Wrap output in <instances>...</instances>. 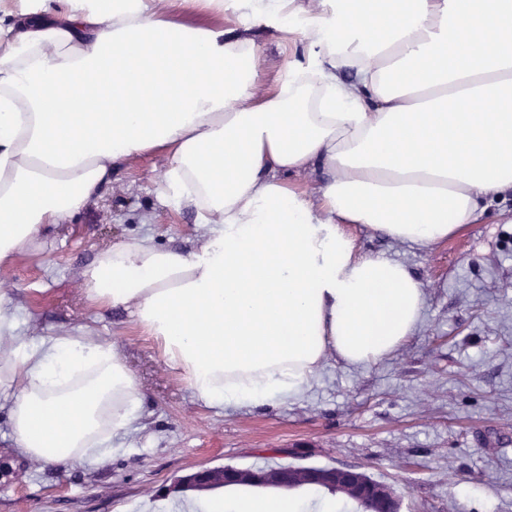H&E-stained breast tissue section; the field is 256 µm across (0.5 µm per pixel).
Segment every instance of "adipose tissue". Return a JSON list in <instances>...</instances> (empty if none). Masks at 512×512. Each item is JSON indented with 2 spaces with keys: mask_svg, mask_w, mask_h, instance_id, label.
Here are the masks:
<instances>
[{
  "mask_svg": "<svg viewBox=\"0 0 512 512\" xmlns=\"http://www.w3.org/2000/svg\"><path fill=\"white\" fill-rule=\"evenodd\" d=\"M292 48L263 86L254 29ZM213 225L184 255L103 250L83 296L122 307L208 405L285 404L330 357L382 361L425 306L354 228L430 247L512 195V0H0V269L123 164ZM322 171L317 190L289 182ZM0 295V396L18 448L102 461L139 417L134 372L86 332L21 335ZM304 489L183 512H305Z\"/></svg>",
  "mask_w": 512,
  "mask_h": 512,
  "instance_id": "adipose-tissue-1",
  "label": "adipose tissue"
}]
</instances>
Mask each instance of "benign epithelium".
<instances>
[{
    "label": "benign epithelium",
    "mask_w": 512,
    "mask_h": 512,
    "mask_svg": "<svg viewBox=\"0 0 512 512\" xmlns=\"http://www.w3.org/2000/svg\"><path fill=\"white\" fill-rule=\"evenodd\" d=\"M256 486L274 483L279 487L295 486L294 468L282 467L255 472L244 468L226 466L220 473L212 469H202L193 474V481L199 485H211L216 482L226 486L238 485L244 478ZM305 480L316 486L341 488L348 487L355 491L356 501L362 506V512H376L381 504L384 512H400V499L391 485L370 479L357 466H305Z\"/></svg>",
    "instance_id": "1"
}]
</instances>
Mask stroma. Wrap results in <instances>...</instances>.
Segmentation results:
<instances>
[{"instance_id": "35a3bbf8", "label": "stroma", "mask_w": 512, "mask_h": 512, "mask_svg": "<svg viewBox=\"0 0 512 512\" xmlns=\"http://www.w3.org/2000/svg\"><path fill=\"white\" fill-rule=\"evenodd\" d=\"M167 158L120 168L106 194L8 269L22 333L92 328L115 344L143 394L142 418L104 463L50 466L16 448L0 397V512H141L168 488L224 465H358L392 485L402 512H512V197L431 248L356 230L362 252L406 264L426 303L415 333L383 362L327 359L285 405L209 406L165 364L128 310L93 307L84 271L118 243L153 239L190 254L208 234L160 197Z\"/></svg>"}]
</instances>
